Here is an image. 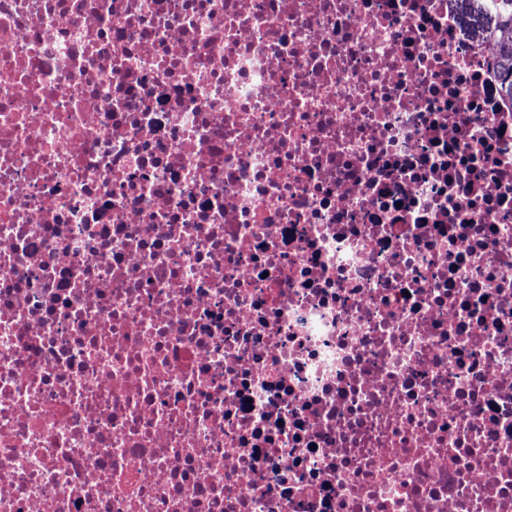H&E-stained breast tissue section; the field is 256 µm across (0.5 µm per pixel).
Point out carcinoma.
Masks as SVG:
<instances>
[{
  "label": "carcinoma",
  "instance_id": "cac0c4a2",
  "mask_svg": "<svg viewBox=\"0 0 512 512\" xmlns=\"http://www.w3.org/2000/svg\"><path fill=\"white\" fill-rule=\"evenodd\" d=\"M462 19L472 32L496 39L491 74L504 99L512 102V0H460Z\"/></svg>",
  "mask_w": 512,
  "mask_h": 512
}]
</instances>
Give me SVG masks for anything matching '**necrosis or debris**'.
<instances>
[{
  "label": "necrosis or debris",
  "instance_id": "obj_1",
  "mask_svg": "<svg viewBox=\"0 0 512 512\" xmlns=\"http://www.w3.org/2000/svg\"><path fill=\"white\" fill-rule=\"evenodd\" d=\"M457 0H0V512H512V103Z\"/></svg>",
  "mask_w": 512,
  "mask_h": 512
}]
</instances>
